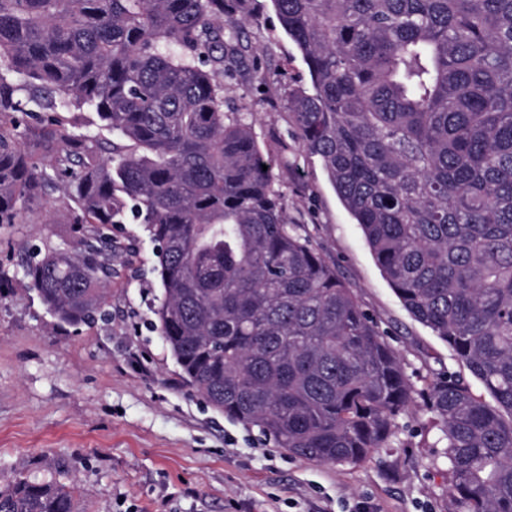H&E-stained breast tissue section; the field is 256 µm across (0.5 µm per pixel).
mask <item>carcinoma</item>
I'll return each instance as SVG.
<instances>
[{
	"instance_id": "carcinoma-1",
	"label": "carcinoma",
	"mask_w": 512,
	"mask_h": 512,
	"mask_svg": "<svg viewBox=\"0 0 512 512\" xmlns=\"http://www.w3.org/2000/svg\"><path fill=\"white\" fill-rule=\"evenodd\" d=\"M272 3L311 79L286 101L304 150L403 307L496 401L446 371L421 392L454 512H512V0ZM242 42L224 0H0V224L57 192L91 228L26 268L71 326L102 312L133 252L112 225H146L154 328L184 383L291 456L357 464L415 389L288 224L245 117L224 111ZM0 512L79 510L55 478L29 476L0 486Z\"/></svg>"
}]
</instances>
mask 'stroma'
I'll return each instance as SVG.
<instances>
[{
    "label": "stroma",
    "mask_w": 512,
    "mask_h": 512,
    "mask_svg": "<svg viewBox=\"0 0 512 512\" xmlns=\"http://www.w3.org/2000/svg\"><path fill=\"white\" fill-rule=\"evenodd\" d=\"M224 10L239 15L246 46L224 97L271 156L289 223L336 264L414 388L448 370L486 396L402 306L319 159L302 150L284 104L310 77L271 0H248L241 15L224 0ZM78 237L52 196L0 225L1 476L59 478L81 512H449L446 441L423 397L399 415L386 447L356 465H328L288 455L184 386L152 327L160 285L144 225L112 227L136 253L113 279L105 315L61 323L29 289L24 265L33 250L71 249Z\"/></svg>",
    "instance_id": "35a3bbf8"
}]
</instances>
